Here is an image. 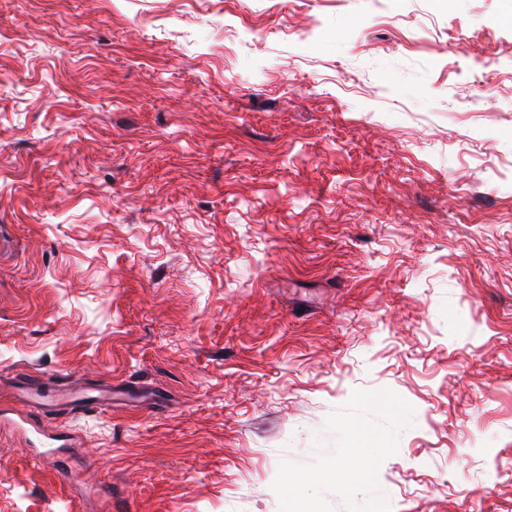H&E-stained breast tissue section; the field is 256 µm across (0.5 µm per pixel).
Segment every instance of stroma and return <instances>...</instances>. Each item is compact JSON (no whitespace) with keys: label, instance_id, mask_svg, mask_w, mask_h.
I'll use <instances>...</instances> for the list:
<instances>
[{"label":"stroma","instance_id":"35a3bbf8","mask_svg":"<svg viewBox=\"0 0 512 512\" xmlns=\"http://www.w3.org/2000/svg\"><path fill=\"white\" fill-rule=\"evenodd\" d=\"M15 369L0 512H512V0H0ZM48 379L27 370H14L0 378V391H8L18 402L32 408L54 407L66 409L78 404L86 411L112 407V383H103L91 387L75 385L69 388L52 387Z\"/></svg>","mask_w":512,"mask_h":512}]
</instances>
